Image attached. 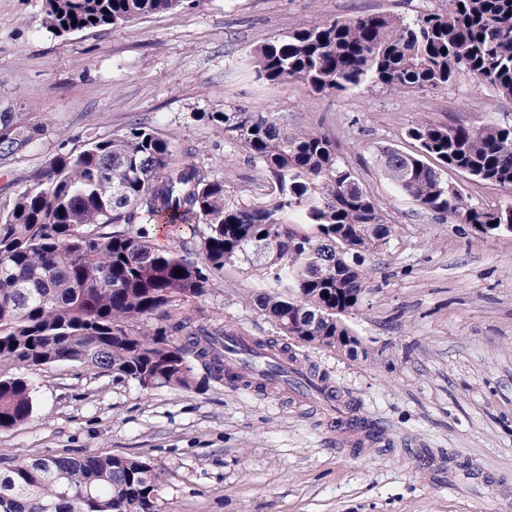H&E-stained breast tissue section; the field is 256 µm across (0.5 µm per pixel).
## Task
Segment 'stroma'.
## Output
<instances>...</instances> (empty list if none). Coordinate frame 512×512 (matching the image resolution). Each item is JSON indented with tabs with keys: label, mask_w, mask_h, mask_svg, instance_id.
<instances>
[{
	"label": "stroma",
	"mask_w": 512,
	"mask_h": 512,
	"mask_svg": "<svg viewBox=\"0 0 512 512\" xmlns=\"http://www.w3.org/2000/svg\"><path fill=\"white\" fill-rule=\"evenodd\" d=\"M444 0H185L123 25L56 36L45 0H0V110L38 125L0 164V197L85 137L134 122L176 158L205 161L233 196L262 201L258 167L224 137L214 112H272L289 129L336 137L395 232L367 255L366 291L347 323L355 350L282 336L254 302L248 267H228L194 308L287 347L374 437L346 446L316 409L227 381L140 390L96 369L32 373L34 412L0 430V470L51 454L150 457L166 475L162 512H512V233L478 236L438 221L376 161L410 151L420 118L512 124V98L464 72L435 90L398 94L364 81L335 92L258 78L261 43L334 19H408ZM471 203L512 202V187L446 174Z\"/></svg>",
	"instance_id": "stroma-1"
}]
</instances>
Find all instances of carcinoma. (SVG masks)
<instances>
[{
  "instance_id": "carcinoma-1",
  "label": "carcinoma",
  "mask_w": 512,
  "mask_h": 512,
  "mask_svg": "<svg viewBox=\"0 0 512 512\" xmlns=\"http://www.w3.org/2000/svg\"><path fill=\"white\" fill-rule=\"evenodd\" d=\"M182 2L46 0L44 22L64 35ZM252 63L261 78L319 93L366 80L397 93L435 90L464 71L511 98L512 0H448L413 20L336 19L261 44ZM211 119L260 167L268 200L233 199L205 163L177 160L166 139L132 123L54 155L0 201V428L34 412L31 383L7 368L66 362L150 390L198 388L200 367L208 380L250 386L224 365V337L238 331L188 311L227 266L259 271L256 305L283 335L333 347L338 336L356 341L343 317L360 305L361 260L389 242L394 226L327 135L290 131L271 112ZM36 132L1 111L0 162ZM408 136L417 152L386 149L380 163L418 206L481 235L512 218V203H469L443 178L450 169L512 187V124L423 120ZM158 225L175 236L189 228L193 245H159L148 230ZM164 475L150 458L44 455L0 471V512H160Z\"/></svg>"
}]
</instances>
